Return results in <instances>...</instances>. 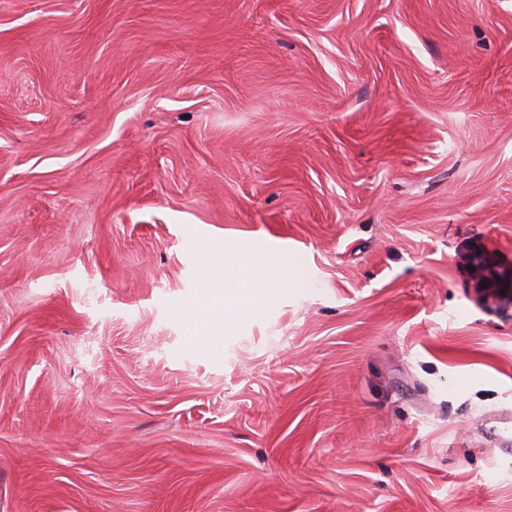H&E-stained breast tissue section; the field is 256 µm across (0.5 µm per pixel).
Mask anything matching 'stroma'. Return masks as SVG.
<instances>
[{
    "label": "stroma",
    "instance_id": "stroma-1",
    "mask_svg": "<svg viewBox=\"0 0 512 512\" xmlns=\"http://www.w3.org/2000/svg\"><path fill=\"white\" fill-rule=\"evenodd\" d=\"M511 279L512 0H0V512H512ZM230 251L225 250L224 257L225 263L224 268L226 267L225 274L217 275L210 282V287L213 289H224L230 288L232 285H235L240 279H247L250 275V268L247 262L241 259H237L235 256V260L229 265L226 262V258L229 256ZM258 260L271 275L269 280L261 282L265 288H288V264L271 252L261 253Z\"/></svg>",
    "mask_w": 512,
    "mask_h": 512
}]
</instances>
